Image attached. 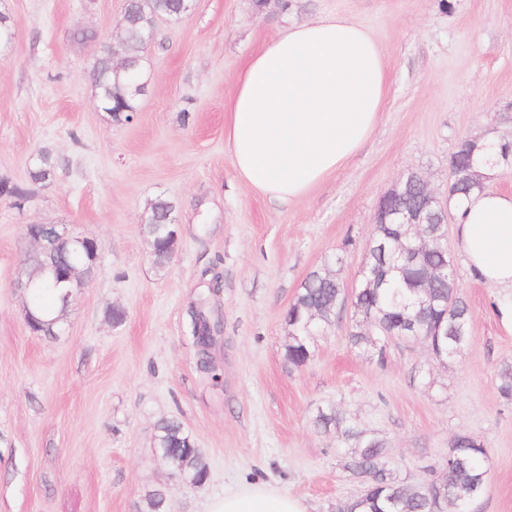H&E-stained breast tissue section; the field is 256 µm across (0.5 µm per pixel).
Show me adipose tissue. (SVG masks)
I'll use <instances>...</instances> for the list:
<instances>
[{
    "instance_id": "adipose-tissue-1",
    "label": "adipose tissue",
    "mask_w": 512,
    "mask_h": 512,
    "mask_svg": "<svg viewBox=\"0 0 512 512\" xmlns=\"http://www.w3.org/2000/svg\"><path fill=\"white\" fill-rule=\"evenodd\" d=\"M386 64L371 32L334 12L292 24L252 55L226 106L225 141L238 177L293 204L367 142L384 107ZM464 262L512 291V193L453 198ZM206 512H307L263 482L226 491Z\"/></svg>"
}]
</instances>
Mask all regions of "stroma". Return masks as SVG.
I'll return each instance as SVG.
<instances>
[{
  "label": "stroma",
  "instance_id": "35a3bbf8",
  "mask_svg": "<svg viewBox=\"0 0 512 512\" xmlns=\"http://www.w3.org/2000/svg\"><path fill=\"white\" fill-rule=\"evenodd\" d=\"M125 0H0L15 35L0 48V512H204L254 481L300 498L308 512H340L361 490L344 468L353 451L333 409L382 440V462L416 484L442 479L453 439L488 450V480L473 512H512V398L498 390L512 366V293L471 275L456 213L444 243L470 310V338L436 359L424 343L393 339L383 355L349 344L358 320L344 303L292 365L287 311L312 271L354 286L376 232L380 198L420 173L448 198V163L461 138L512 140V0H194L180 20H157L145 53L147 87L132 121L97 106L89 78L116 44ZM345 12L375 37L388 92L366 146L302 202L279 204L238 178L224 139V105L251 54L292 22ZM81 27L94 39L73 43ZM46 150L52 181L29 176ZM176 205L178 248L165 269L140 231L146 204ZM68 224L99 245L56 335L29 330V299L14 286L34 253L28 224ZM223 322L213 348L220 376L199 371L190 303L209 273ZM123 311L113 324L111 309ZM174 419L208 465L203 486L174 475L155 444Z\"/></svg>",
  "mask_w": 512,
  "mask_h": 512
}]
</instances>
